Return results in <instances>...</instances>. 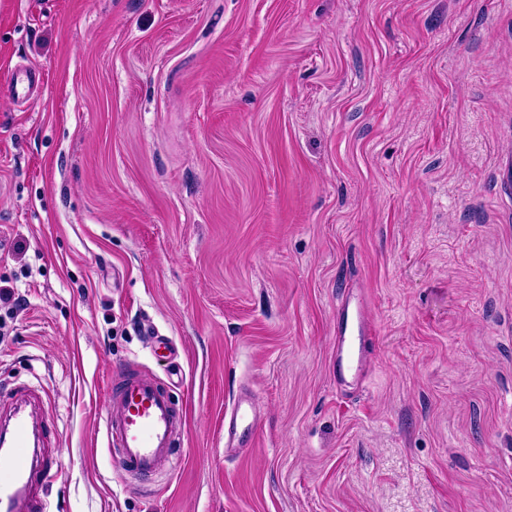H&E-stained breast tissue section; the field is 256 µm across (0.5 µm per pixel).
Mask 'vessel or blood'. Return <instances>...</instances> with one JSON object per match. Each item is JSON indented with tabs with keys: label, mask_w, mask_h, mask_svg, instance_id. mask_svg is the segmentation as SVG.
<instances>
[{
	"label": "vessel or blood",
	"mask_w": 512,
	"mask_h": 512,
	"mask_svg": "<svg viewBox=\"0 0 512 512\" xmlns=\"http://www.w3.org/2000/svg\"><path fill=\"white\" fill-rule=\"evenodd\" d=\"M34 89L32 71L16 67L11 74L14 97H29ZM336 371L361 376L365 369L363 347L376 334L364 302H342L337 309ZM17 403L5 421L9 435L6 451H0V512H45L35 495L36 487L54 482L60 471L59 459L32 451L39 438L34 416ZM257 418L250 396L237 399L224 413V445L236 448L241 439L253 438ZM184 413L177 408L169 388L153 377L124 372L111 383L104 419L106 446L120 456L126 474L149 479L165 472L172 461V449Z\"/></svg>",
	"instance_id": "1"
}]
</instances>
